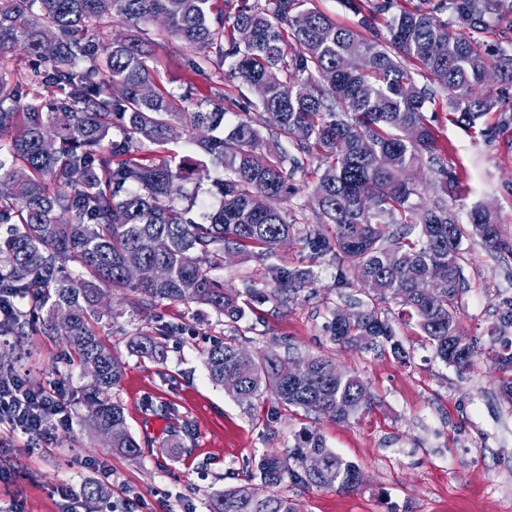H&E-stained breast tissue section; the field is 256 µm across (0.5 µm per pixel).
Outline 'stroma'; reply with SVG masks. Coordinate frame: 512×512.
I'll list each match as a JSON object with an SVG mask.
<instances>
[{
  "label": "stroma",
  "mask_w": 512,
  "mask_h": 512,
  "mask_svg": "<svg viewBox=\"0 0 512 512\" xmlns=\"http://www.w3.org/2000/svg\"><path fill=\"white\" fill-rule=\"evenodd\" d=\"M479 2L476 37L489 47L511 45L512 16L501 13L500 0ZM487 88L499 105L475 126L454 121L445 106L437 110V126L448 147V167L457 175L450 207L462 221L473 207H490L510 241L512 85L496 79ZM462 247L467 288L459 329L466 340L481 343L499 302L512 298V254L488 251L471 239ZM295 266L313 271L316 295L302 291L287 307L265 306L262 321L247 317V330L235 335L197 306L165 303L144 310L132 293L104 288L105 303L119 315L100 336L127 365L112 395L123 404L126 427L141 446L134 461L109 452L85 426L84 374L63 339L39 329L0 339V358L15 370L29 371L47 389L66 382L71 417L42 443L0 422V504L15 505L17 512H92L81 491L94 481L114 505L135 500L137 512H208L209 496L245 483L263 452L286 451L307 429L357 464L363 481L350 493L284 487L297 512H512V406L499 395L497 372L481 366L459 374L411 322L398 328L405 358L339 348L326 332L328 313L341 297L362 301L366 293L360 287L336 290L335 260L314 255L304 242L282 246L266 262L249 254L236 257L222 276L241 290L247 279L269 282L276 269ZM163 325L171 330L164 363L131 353L130 334ZM229 336L253 354L291 347L302 355L327 356L359 375L376 404L350 421L335 422L284 411L267 398L238 403L212 385L203 365L210 342ZM174 438L185 453L171 454ZM66 484L78 492L68 502L59 495Z\"/></svg>",
  "instance_id": "35a3bbf8"
}]
</instances>
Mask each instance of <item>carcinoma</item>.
<instances>
[{"instance_id": "carcinoma-1", "label": "carcinoma", "mask_w": 512, "mask_h": 512, "mask_svg": "<svg viewBox=\"0 0 512 512\" xmlns=\"http://www.w3.org/2000/svg\"><path fill=\"white\" fill-rule=\"evenodd\" d=\"M362 14L361 30L343 27L309 0H0V290L14 313L0 334H24L40 324L55 333L68 311L70 349L87 370L85 425L94 433L125 420L110 392L125 367L99 338L114 309L100 304L101 286L125 289L143 309L181 303L210 310L227 326L272 303L286 307L313 288L310 269L284 268L273 284L224 286V255L248 248L268 259L299 235L319 255L336 259V288L369 286L371 303L337 306L328 332L344 349L390 345L404 357L380 304L389 300L459 373L484 359L499 372L500 392L512 404V299L501 303L482 348L459 331L463 239L490 251L512 252L496 216L485 207L459 223L448 203L425 202L403 172L425 166L440 189L456 183L446 148L426 112L437 92L468 125L492 111L482 92L488 73L512 83V52L484 50L472 36L453 34L438 13L447 0H348ZM459 16L475 24L478 0H457ZM384 16L387 36L373 34ZM124 30L112 33V20ZM173 41L186 50L180 68L186 91L158 84L155 50ZM26 56L25 70L12 62ZM230 76L255 95L224 89ZM422 69L427 82L415 72ZM209 85L208 108L192 101L197 80ZM259 113H254L253 109ZM186 137L202 159L175 161L158 151ZM221 170L209 192L214 213L191 216L204 161ZM316 165L319 175L300 208L316 222L299 229L288 209L299 192L295 178ZM160 264L166 277L138 281L127 262ZM247 297L241 302V297ZM168 327L131 335L133 354L166 358ZM232 339L204 351L210 381L239 403L269 396L334 421L374 404L358 375L337 370L323 355L307 357L294 375L293 356H240ZM111 450L141 456L128 434ZM323 468L310 472L306 457ZM279 451L257 463L259 484L248 480L212 494L209 512H296L284 483L302 489L352 492L355 463L304 432L288 449L293 467L278 469Z\"/></svg>"}]
</instances>
